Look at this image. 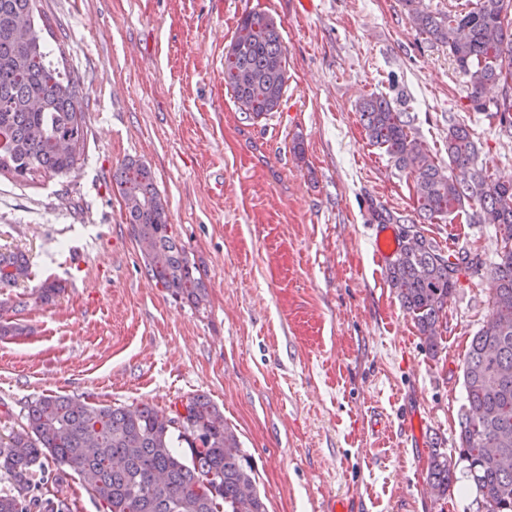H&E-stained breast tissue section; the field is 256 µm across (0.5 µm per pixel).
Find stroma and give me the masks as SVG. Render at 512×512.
Here are the masks:
<instances>
[{
	"label": "stroma",
	"instance_id": "stroma-1",
	"mask_svg": "<svg viewBox=\"0 0 512 512\" xmlns=\"http://www.w3.org/2000/svg\"><path fill=\"white\" fill-rule=\"evenodd\" d=\"M280 25L288 82L254 120L224 83L241 16ZM48 46L82 89L85 152L69 173L0 177V249L31 278L20 336L0 338V436L45 394L166 411L203 395L254 467L268 512H478L458 477L427 485L432 450L457 456L469 342L491 311L500 240L452 215L422 224L459 277L436 353L374 255V210L406 219L413 180L372 145L359 103L407 113L448 167L465 126L474 166L512 180V124L476 111L447 47L401 0H36ZM302 154H295L294 144ZM150 166L169 224L207 287L176 299L147 275L113 179ZM46 280L55 304L32 300ZM448 158L459 169H468L474 163L476 149L465 127L452 125L448 128Z\"/></svg>",
	"mask_w": 512,
	"mask_h": 512
}]
</instances>
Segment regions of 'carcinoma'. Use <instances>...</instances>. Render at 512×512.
<instances>
[{
    "mask_svg": "<svg viewBox=\"0 0 512 512\" xmlns=\"http://www.w3.org/2000/svg\"><path fill=\"white\" fill-rule=\"evenodd\" d=\"M402 0L420 32L448 47L470 86L474 108L483 111L485 86L512 81V0H473L461 11L440 16ZM35 0H0V176L34 180L70 172L84 153L88 130L71 76L53 66L52 51L34 22ZM224 82L259 119L280 106L287 82L286 57L276 20L249 11L238 22L224 57ZM360 119L373 144L385 149L413 177L416 211L426 220L444 218L476 201L472 224H490L501 249L492 276V312L472 337L463 370L466 403L459 433V460L483 512H512V181L478 172L459 181L435 162L409 132L405 113L389 100L370 96ZM448 158L459 169L474 163L476 149L465 127L448 128ZM128 224L143 254L147 274L177 299L200 304L206 286L196 277L185 247L169 224L150 167L131 161L114 174ZM380 224L401 225L387 278L413 314L429 353L467 256L444 255L415 221L374 210ZM29 279L21 252L0 250V336H18L13 320L21 302L10 292L17 276ZM64 292L59 281H44L32 295L44 305ZM76 472L103 512H267L254 469L223 412L203 396L165 413L148 405L118 407L68 395H43L28 405L20 429L0 437V471L12 489L0 493V512H71L68 500L30 494L34 470L45 462ZM456 464L432 453L428 485L445 496L457 481Z\"/></svg>",
    "mask_w": 512,
    "mask_h": 512,
    "instance_id": "carcinoma-1",
    "label": "carcinoma"
}]
</instances>
